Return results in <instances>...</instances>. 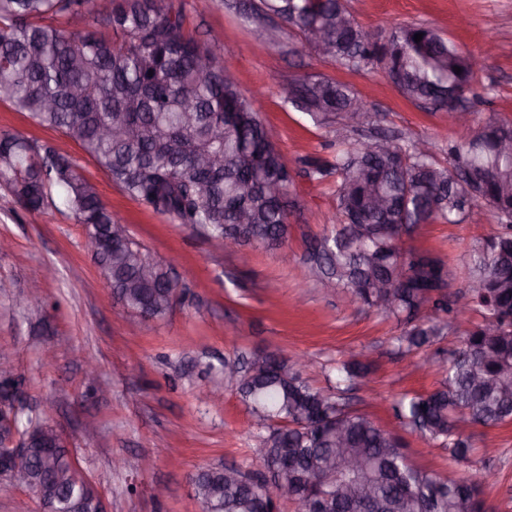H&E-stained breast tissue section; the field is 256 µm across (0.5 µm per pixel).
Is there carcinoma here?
Listing matches in <instances>:
<instances>
[{
	"instance_id": "1",
	"label": "carcinoma",
	"mask_w": 512,
	"mask_h": 512,
	"mask_svg": "<svg viewBox=\"0 0 512 512\" xmlns=\"http://www.w3.org/2000/svg\"><path fill=\"white\" fill-rule=\"evenodd\" d=\"M0 0V101L38 125L79 143L130 198L209 239L238 246L282 248L288 242L292 177L274 134L233 81L221 47L201 43L183 7L165 0ZM296 28L311 49L332 47L329 60L348 69L381 66L402 95L415 102L482 101L473 59L435 30L407 25L382 42L372 39L343 0H260ZM83 22L86 28L71 26ZM422 34L420 42L414 35ZM461 68L456 73L455 68ZM288 100L322 122L360 116L359 97L345 84L300 77ZM117 130L120 135H110ZM512 140V119L490 117L461 142L448 143V165L417 145L385 134L336 142L334 155L302 160L319 183L336 176V224L306 242L311 272L352 293L361 305L403 319L398 352L426 350L469 311L480 322L462 347L447 353L439 386L406 394L392 410L430 446L464 467L453 477L414 466L398 438L351 409L336 393L311 386L297 360L254 353L229 377L255 429L260 469L288 468V501L296 512H485L479 480L468 471L474 444L461 423L485 428L512 423V152L493 142ZM278 180L279 195L266 189ZM0 183L29 213L41 211L57 190L86 229L112 293L133 312L161 318L179 287L161 263L134 239L112 236L118 220L69 156L19 132H0ZM380 197L386 206L375 208ZM474 207L489 210L498 228L471 250L466 285L482 291L459 302L449 292L444 262L402 249L418 224H458ZM248 221L241 223L239 211ZM371 363L359 355L340 362L352 381ZM72 470L53 481L44 462ZM31 482L45 512H72L86 497L85 478L65 448L28 460ZM203 512H279L250 471L224 467V477L201 470L193 480Z\"/></svg>"
}]
</instances>
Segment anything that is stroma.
Wrapping results in <instances>:
<instances>
[{
    "label": "stroma",
    "mask_w": 512,
    "mask_h": 512,
    "mask_svg": "<svg viewBox=\"0 0 512 512\" xmlns=\"http://www.w3.org/2000/svg\"><path fill=\"white\" fill-rule=\"evenodd\" d=\"M187 24L201 41L219 43L234 60L240 91L254 96L260 119L278 135L277 146L294 177L295 205L288 222V260L265 249L237 250L208 240L130 199L95 160L60 132L34 124L0 102V131H17L67 153L93 182L114 218L182 286V299L165 317L145 319L113 296L93 255L86 231L62 200L41 213L26 212L0 186V360L14 364L21 380L22 415L46 421L65 437L83 476L108 512H201L191 479L198 471L235 465L258 469L259 450L249 415L235 387L222 400L204 392L222 382L225 359L255 351L284 350L311 359L313 386L324 388L337 361L360 353L374 363L368 382L346 396L399 438L415 466L453 475L440 448L428 447L391 409L401 395L435 389L443 362L430 352L399 355L395 339L404 326L365 309L344 291H327L303 260L309 238L336 222L333 181L317 183L301 161L329 155L335 125L316 124L288 102L285 90L298 76L312 75L350 85L368 102L359 137L379 131L402 144L433 142L440 163L461 130L448 124L440 106L406 100L379 65L350 70L318 58L296 29L259 21L218 7L214 0H183ZM356 23L374 38L420 24L438 31L467 54L484 53L476 75L485 103L477 121L512 118V0H345ZM279 25L280 42L266 30ZM496 227L491 213L473 210L465 221L420 224L405 247L442 258L452 290H461L476 239ZM81 349L100 365L101 384L88 381L71 355ZM477 446L489 447L476 469L486 512H512V423L474 428ZM154 461L140 467L142 458Z\"/></svg>",
    "instance_id": "35a3bbf8"
}]
</instances>
